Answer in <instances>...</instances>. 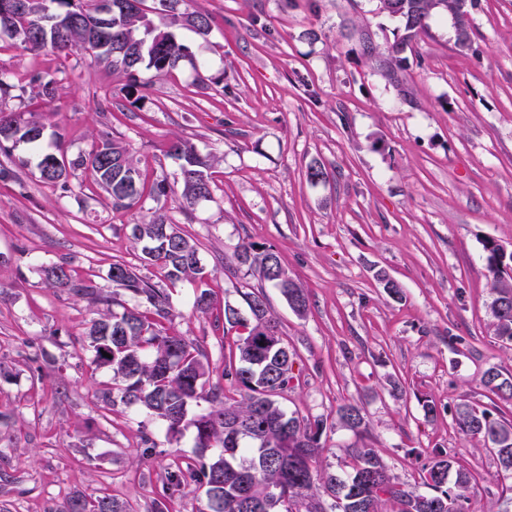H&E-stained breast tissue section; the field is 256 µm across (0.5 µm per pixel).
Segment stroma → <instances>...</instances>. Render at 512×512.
I'll return each instance as SVG.
<instances>
[{"instance_id": "35a3bbf8", "label": "stroma", "mask_w": 512, "mask_h": 512, "mask_svg": "<svg viewBox=\"0 0 512 512\" xmlns=\"http://www.w3.org/2000/svg\"><path fill=\"white\" fill-rule=\"evenodd\" d=\"M192 5L212 15L210 34L176 36L201 70L186 61L167 74L139 69L149 97L106 110L101 95L117 80L81 51L56 100L27 106L47 125L43 152L73 158L104 135L122 139L146 189L137 207L113 209L87 172L66 190L41 183L27 148L18 150L29 158L23 168L0 154L9 171L0 177V512H54L75 492L112 495L134 512H156L161 501L167 512H204L205 493L192 485L163 499L169 472L198 460L193 429L168 433L141 406L101 408L100 395L119 384L82 346L92 308L47 288L41 274L69 260L79 278L135 306L107 272L121 262L163 283L132 238L158 209L196 242L210 274L216 305L198 312L193 286L174 288L170 328L200 346L211 383L236 348L225 306L244 308V292L263 291L294 353L296 381L279 401L326 420L320 468L340 471L347 449L372 447L391 476L417 486L442 448L474 475L470 508L497 512L498 459L454 417L470 404L512 422V404L483 383L491 367L512 375V342L491 326L484 248L493 241L512 252V0H477L469 50L457 46L451 17L432 18L412 45L422 64L411 71L409 102L360 53L358 31L381 46L400 31L375 0ZM62 64L0 37V69L16 79L55 76ZM178 138L214 159L213 198L187 213L151 192L160 180L178 187L179 163L167 153ZM314 164L323 180H309ZM243 242L278 252L308 294L305 315L234 268ZM386 277L401 298L387 294ZM347 402L362 407L364 431L337 421Z\"/></svg>"}]
</instances>
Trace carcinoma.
Segmentation results:
<instances>
[{
    "label": "carcinoma",
    "instance_id": "1",
    "mask_svg": "<svg viewBox=\"0 0 512 512\" xmlns=\"http://www.w3.org/2000/svg\"><path fill=\"white\" fill-rule=\"evenodd\" d=\"M53 2L56 13L65 14L67 22L53 25L21 13L8 25L0 23V34L33 53L51 52L67 58L76 50L88 51L105 69L129 78L142 66L164 73L180 61L192 59L190 47L177 40L172 28L205 37L214 22L210 14L189 8L188 0H168L167 13L159 16L165 36L156 42L145 34L143 17L132 9L112 14L105 23L99 17V0ZM468 2L377 0L380 12L400 20L403 33L383 48L370 34L361 33V55L407 99L411 96V63L404 56L406 49L428 32L429 19L441 15L453 18L456 44L461 48L471 46ZM94 28L99 36L123 42L121 50H96L90 38ZM58 90L53 77L33 73L20 84L10 72L0 69V99L51 102ZM1 126L10 129L7 134L0 132V152L7 156L20 145L37 147L46 131L35 113H8L0 104ZM168 154L180 161L178 208L187 212L210 199L213 159L182 139L169 144ZM58 160L65 165L63 174L56 168ZM36 169L41 182L64 187L76 171L89 170L113 205L125 209L137 206L142 198L140 184L131 182V176L139 181L141 175L127 144L108 135L90 151L70 160L63 155H42ZM132 237L141 245L144 262L163 269L171 285L188 282L195 286L198 311L205 313L213 308L215 299L205 288L208 273L197 245L165 212L156 211L149 220L133 225ZM487 260L494 333L512 341V275L504 269L498 247L489 248ZM234 261L237 267L256 272L261 281L279 289L296 314L306 313L305 289L287 275L276 278L269 274L271 268L282 267L272 247L243 242L234 251ZM42 275L48 287L84 298L95 307L97 317L91 319L85 333L86 348L93 353L95 364L111 369L113 379L123 383L120 401L125 406L142 405L151 410L170 433L190 424L196 430L201 451L219 449L209 462L170 474V484L178 490L191 484L205 489L207 512H448L451 502L458 512H464L465 492L473 476L463 466H455L454 458L442 449L434 451L423 469L421 480L430 489L428 494L390 476L374 448H349L350 471L343 475L329 471L321 474L323 493L329 501L312 493L313 464L323 452L320 435L325 421L321 418L311 422L289 414L279 404L277 397L294 378V353L281 336L267 335L277 324L259 294L242 293L248 306L246 314L224 305V323L238 332L236 353L224 364L225 385L208 388L210 368L203 362L198 345L165 327L174 317L167 289L124 263H114L107 273L113 287L138 299L137 306L116 312L112 309L116 301L102 294L93 282L78 278L70 262L48 264L42 268ZM105 352L110 357L103 356ZM483 382L500 399L512 403V375L491 367L484 372ZM200 401L210 407L187 419L189 405ZM336 418L355 432L365 425L361 409L354 404L339 406ZM455 423L463 434L491 443L505 478L512 479V423L467 404L457 409ZM88 508L132 512L126 503L110 495L88 497L81 493L69 495L59 512H86Z\"/></svg>",
    "mask_w": 512,
    "mask_h": 512
}]
</instances>
